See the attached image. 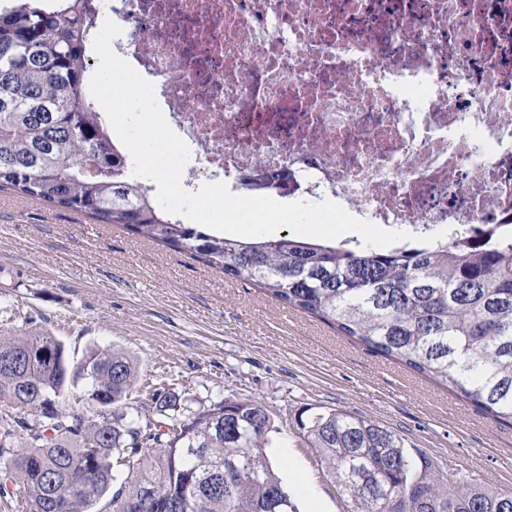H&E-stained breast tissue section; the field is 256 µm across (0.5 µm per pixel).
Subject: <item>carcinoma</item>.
<instances>
[{"instance_id": "1", "label": "carcinoma", "mask_w": 512, "mask_h": 512, "mask_svg": "<svg viewBox=\"0 0 512 512\" xmlns=\"http://www.w3.org/2000/svg\"><path fill=\"white\" fill-rule=\"evenodd\" d=\"M91 10V0H0V187L199 255L512 422V238L379 248L217 235L169 217L85 95ZM139 380L110 347L79 358L47 331L1 332L0 498L24 512H269L275 500L297 512L265 452L263 403L191 411L162 386L137 403ZM298 427L350 512H512V491L414 461L374 420L305 408Z\"/></svg>"}]
</instances>
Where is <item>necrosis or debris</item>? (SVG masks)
Returning <instances> with one entry per match:
<instances>
[{
	"instance_id": "obj_1",
	"label": "necrosis or debris",
	"mask_w": 512,
	"mask_h": 512,
	"mask_svg": "<svg viewBox=\"0 0 512 512\" xmlns=\"http://www.w3.org/2000/svg\"><path fill=\"white\" fill-rule=\"evenodd\" d=\"M207 178L512 232V0H96ZM422 90V98L408 88Z\"/></svg>"
}]
</instances>
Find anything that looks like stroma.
<instances>
[{
    "instance_id": "obj_1",
    "label": "stroma",
    "mask_w": 512,
    "mask_h": 512,
    "mask_svg": "<svg viewBox=\"0 0 512 512\" xmlns=\"http://www.w3.org/2000/svg\"><path fill=\"white\" fill-rule=\"evenodd\" d=\"M13 334L48 331L76 355L113 346L191 408L264 403L266 454L299 512H348L299 412L340 408L400 434L470 482L512 491V425L443 384L368 350L248 281L179 252L0 189V312Z\"/></svg>"
}]
</instances>
